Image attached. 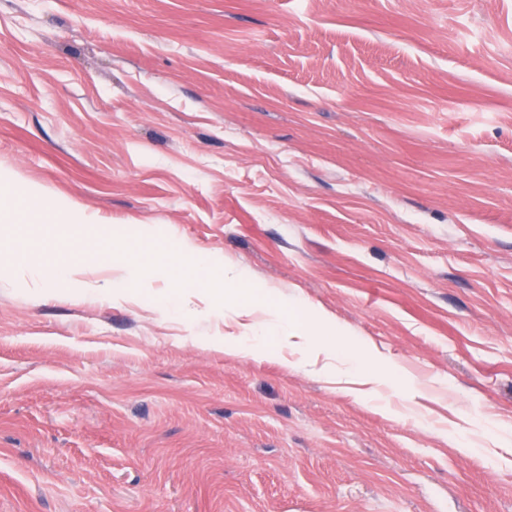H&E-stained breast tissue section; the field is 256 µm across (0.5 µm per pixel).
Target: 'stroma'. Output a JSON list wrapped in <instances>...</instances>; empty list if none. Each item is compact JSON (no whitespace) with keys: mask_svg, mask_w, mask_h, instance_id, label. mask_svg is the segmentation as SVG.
Instances as JSON below:
<instances>
[{"mask_svg":"<svg viewBox=\"0 0 512 512\" xmlns=\"http://www.w3.org/2000/svg\"><path fill=\"white\" fill-rule=\"evenodd\" d=\"M0 170L88 220L0 223V512H512V0H0ZM59 220L72 221L67 222L69 224L88 223L75 217L74 209L68 205L44 206L42 198L34 190L25 192L7 205H1L0 202L1 223L18 224L17 235L21 243L37 240L46 251V262L36 268L35 278L43 281L45 276L52 272L58 279L72 282L74 270L70 261L46 233L48 224H55ZM130 251L135 255L136 261L133 268H125V279L132 275L138 268L153 263L161 254H168L167 250L145 241L136 243L130 248ZM193 278L189 279L194 286H201L202 289L210 295V297L219 303L221 299L224 301L225 289L229 287L233 282H242L244 275L242 272H237L233 276L228 275L226 272L218 278L203 277L202 272L209 269L211 261L209 258L203 255H197L193 258Z\"/></svg>","mask_w":512,"mask_h":512,"instance_id":"1","label":"stroma"}]
</instances>
